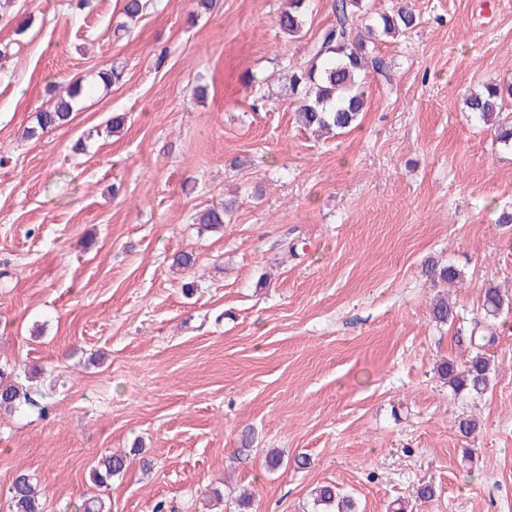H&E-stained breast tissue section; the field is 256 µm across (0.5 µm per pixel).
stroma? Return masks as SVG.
Listing matches in <instances>:
<instances>
[{
    "label": "stroma",
    "instance_id": "35a3bbf8",
    "mask_svg": "<svg viewBox=\"0 0 512 512\" xmlns=\"http://www.w3.org/2000/svg\"><path fill=\"white\" fill-rule=\"evenodd\" d=\"M286 3L150 0L121 32L122 0H0V370L35 400L0 411V512L21 471L66 512L95 494L102 454L134 447L111 512H238L243 488L251 512H312L322 484L360 512H512V314L481 398L436 373L482 288L512 295V147L463 104L512 82V0H364L354 30L402 5L418 24L379 42L389 73L367 74L359 125L333 137L287 97L332 0L294 39L276 26ZM112 67L122 83L25 137L69 82ZM227 200L222 227L195 223ZM184 251L194 266L171 269ZM431 263L460 283L431 281Z\"/></svg>",
    "mask_w": 512,
    "mask_h": 512
}]
</instances>
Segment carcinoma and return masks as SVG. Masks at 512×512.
<instances>
[{
    "instance_id": "cac0c4a2",
    "label": "carcinoma",
    "mask_w": 512,
    "mask_h": 512,
    "mask_svg": "<svg viewBox=\"0 0 512 512\" xmlns=\"http://www.w3.org/2000/svg\"><path fill=\"white\" fill-rule=\"evenodd\" d=\"M310 0H288V8L277 19L282 34L295 38L300 35ZM144 9L142 0H124L122 9L125 21L118 29L125 30L136 23ZM332 10L336 21L322 30L313 44L309 58L290 71L288 87L295 98V115L306 129L330 134L355 125L366 105V91L361 74L368 69L384 73L388 65L375 53L376 41L389 38L416 26V16L401 7L394 13L378 15L375 22L365 26L367 37L353 35L352 22L361 10V0H333ZM83 85L75 81L68 97L60 98L53 108L37 116V126L26 130L29 138L39 133L68 124L74 112L77 97ZM512 99V85L505 88L489 83L480 91L465 98L469 112L493 130L495 142L512 146V116L502 113L505 98ZM229 204L208 208L196 213L194 222L218 227L224 224V213ZM429 276L450 283L459 277L458 269L449 264H435L426 269ZM512 309V298L499 288L488 284L482 294V319L475 322L469 337L470 345L458 358L448 359L438 366L439 376L448 383L456 395L478 397L488 388L491 374V355L485 349L496 341V325L502 314ZM435 322L447 324L454 321L456 310L448 299L441 298L433 306ZM36 405L30 390L21 383L0 373V410H17ZM132 463L126 454L102 455L91 469L92 483L104 488L112 479L121 475ZM315 512H357L353 496L342 495L332 485L314 489ZM9 512H45L44 493L27 473L15 476L8 489ZM75 512H107L105 500L93 495L82 500Z\"/></svg>"
}]
</instances>
